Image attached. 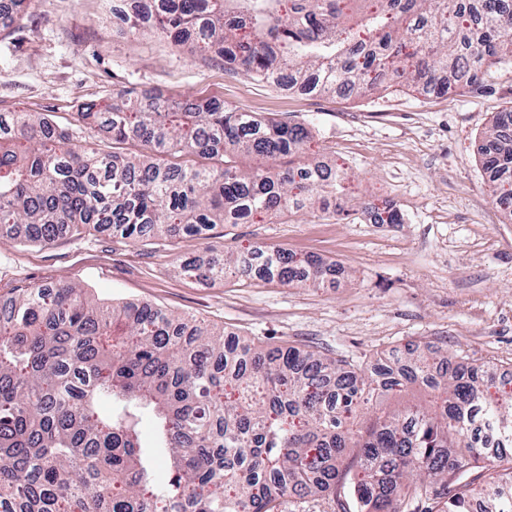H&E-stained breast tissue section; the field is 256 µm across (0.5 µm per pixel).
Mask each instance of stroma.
Here are the masks:
<instances>
[{"instance_id": "35a3bbf8", "label": "stroma", "mask_w": 512, "mask_h": 512, "mask_svg": "<svg viewBox=\"0 0 512 512\" xmlns=\"http://www.w3.org/2000/svg\"><path fill=\"white\" fill-rule=\"evenodd\" d=\"M116 0H28L0 32V112H44L63 128L86 104L125 90L180 102L216 98L307 128V162L345 168L350 216L257 215L208 238L126 243L81 227L48 246L0 241V295L69 282L100 300L148 302L234 331L266 348L297 346L369 368L429 344L451 356L512 364V223L493 204L478 150L512 107V66L471 92L424 98L404 85L367 96L285 91L225 67L214 52L179 50L157 33L126 34ZM386 203L399 224H374ZM253 245L337 267L317 285L196 280L184 262Z\"/></svg>"}]
</instances>
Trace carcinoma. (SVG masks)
I'll return each mask as SVG.
<instances>
[{
	"instance_id": "obj_1",
	"label": "carcinoma",
	"mask_w": 512,
	"mask_h": 512,
	"mask_svg": "<svg viewBox=\"0 0 512 512\" xmlns=\"http://www.w3.org/2000/svg\"><path fill=\"white\" fill-rule=\"evenodd\" d=\"M142 20L180 49L200 35L226 66L268 83L288 73L320 94L405 82L424 97L444 76L471 91L512 56V0H152ZM99 129L112 150L72 147L47 113H0L1 235L47 246L68 228L108 224L136 242L203 236L258 213H347L342 168L294 163L301 125L221 100L123 91ZM127 142L142 151H115ZM174 153L221 167L160 161ZM479 155L512 221V107ZM239 156L264 165L243 170ZM229 268L286 285L324 272L318 259L265 246L184 272L206 280ZM2 308L0 512H283L290 494L338 499L343 489L356 512H512V393H490L504 385L499 367L424 345L368 374L67 284L1 297ZM410 387L433 391V406L369 416ZM146 419L167 449L165 483L140 444ZM474 469L482 482L467 478Z\"/></svg>"
}]
</instances>
